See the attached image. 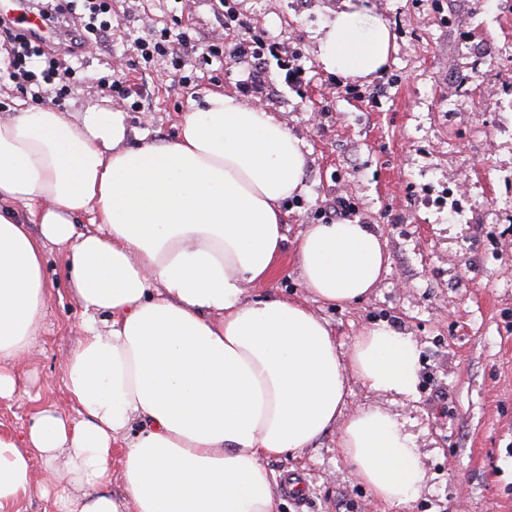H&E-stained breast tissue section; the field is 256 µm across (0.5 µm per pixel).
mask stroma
I'll list each match as a JSON object with an SVG mask.
<instances>
[{"label": "stroma", "mask_w": 512, "mask_h": 512, "mask_svg": "<svg viewBox=\"0 0 512 512\" xmlns=\"http://www.w3.org/2000/svg\"><path fill=\"white\" fill-rule=\"evenodd\" d=\"M394 36L372 80L327 71L319 44L344 0H235L240 20L294 48L301 81L269 62L261 94L244 91L251 64L210 58L230 38L211 0H112L114 33L81 55V84L65 100L124 112L128 145L172 139L208 91L237 92L272 112L307 155L305 190L289 200L282 266L257 296L313 304L348 350L383 323L417 342L414 392L392 398L350 381L347 409L372 404L412 434L426 480L403 512H512V0H356ZM167 26L188 35L183 73L140 63L135 38ZM191 75V83L180 81ZM146 87L140 109L108 96L101 76ZM349 204L381 233L389 265L364 301L316 302L294 262L306 225ZM52 297L35 349L16 364L26 395L0 402V429L20 431L48 405L67 408L60 361L81 334L63 258L47 248ZM331 430L294 457L267 460L275 482L296 476L305 503L278 493L280 512H396L355 476Z\"/></svg>", "instance_id": "stroma-1"}]
</instances>
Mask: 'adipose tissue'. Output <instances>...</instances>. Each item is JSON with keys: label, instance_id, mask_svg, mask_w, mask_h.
Instances as JSON below:
<instances>
[{"label": "adipose tissue", "instance_id": "ef3b65f1", "mask_svg": "<svg viewBox=\"0 0 512 512\" xmlns=\"http://www.w3.org/2000/svg\"><path fill=\"white\" fill-rule=\"evenodd\" d=\"M392 40L349 4L320 60L370 77ZM126 132L122 112L97 105L0 119V401L23 393L13 367L50 297L47 246L63 250L84 316L60 369L77 415L50 405L24 433L0 430V512L36 492L53 512H277L266 461L334 427L356 477L407 504L425 478L411 436L380 408L346 412L345 396L353 378L410 395L413 338L375 325L343 352L308 305L246 292L282 256L283 205L304 190L300 141L231 92L205 95L172 140L129 146ZM388 260L380 233L353 220L307 225L295 254L327 304L368 297Z\"/></svg>", "mask_w": 512, "mask_h": 512}]
</instances>
